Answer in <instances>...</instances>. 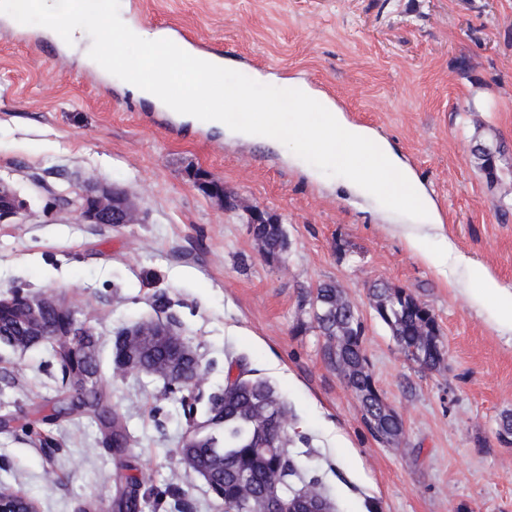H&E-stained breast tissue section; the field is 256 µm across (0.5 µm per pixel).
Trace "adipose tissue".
Wrapping results in <instances>:
<instances>
[{"label":"adipose tissue","instance_id":"ef3b65f1","mask_svg":"<svg viewBox=\"0 0 512 512\" xmlns=\"http://www.w3.org/2000/svg\"><path fill=\"white\" fill-rule=\"evenodd\" d=\"M35 12L45 17L57 42L84 46L90 61L108 70L124 63L119 46L139 44L143 65L132 80L134 88L174 112L186 111L189 95L210 93L212 79L224 66L218 58L206 67L192 63L186 77L187 91L177 95L157 75L169 70L174 62L186 60L185 46L161 43L157 35L131 25L115 0H57L53 9L45 0H36ZM104 32L112 39V49L98 47ZM289 99L295 100L297 106L309 107L313 121L286 124L285 99L274 97L267 102L263 119L240 124L238 135L272 140L287 134L297 137L322 168L340 170L351 193L373 201L385 211L411 214L412 223L393 225V232L403 239L413 256L446 277L450 291L465 294L469 307L485 315L499 337L512 342V287L503 285L486 268L472 265L457 249L436 204L414 171L389 145H374L371 129L351 122L328 99L315 96L305 83H293ZM452 265L467 268L471 288H464L462 282L449 277L448 268Z\"/></svg>","mask_w":512,"mask_h":512}]
</instances>
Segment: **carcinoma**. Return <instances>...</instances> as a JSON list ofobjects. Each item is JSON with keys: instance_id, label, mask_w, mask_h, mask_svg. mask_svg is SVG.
I'll use <instances>...</instances> for the list:
<instances>
[{"instance_id": "1", "label": "carcinoma", "mask_w": 512, "mask_h": 512, "mask_svg": "<svg viewBox=\"0 0 512 512\" xmlns=\"http://www.w3.org/2000/svg\"><path fill=\"white\" fill-rule=\"evenodd\" d=\"M503 152L495 137L477 136L471 155L487 180H502L498 166ZM253 235L261 240L266 257L275 258L287 247L282 226L276 222L249 223ZM373 307L389 328L406 354L412 355L424 369H434L442 363L445 352L440 330L433 311L404 288L376 283L369 289ZM312 305L314 321L327 343L343 348L352 369L346 374L347 385L361 393L364 420H369L377 397L368 387V377L361 376L365 361V328L351 304L341 297L340 287L322 283L316 288ZM272 387L255 380L224 402V416L212 420L208 432L199 438L197 448L180 457L189 470L209 475L212 486L227 501L236 506L253 495L262 494L269 480L279 481L288 488V479L297 474V467L288 455H268L257 448L259 423L254 404L267 399Z\"/></svg>"}]
</instances>
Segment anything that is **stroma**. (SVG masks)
<instances>
[{"label":"stroma","mask_w":512,"mask_h":512,"mask_svg":"<svg viewBox=\"0 0 512 512\" xmlns=\"http://www.w3.org/2000/svg\"><path fill=\"white\" fill-rule=\"evenodd\" d=\"M150 31L168 24L223 55V84L263 99L305 82L353 122L387 140L435 200L468 258L512 286V184H492L471 156L475 133L502 142L512 175V0H138L125 11ZM104 72L59 45L40 17L0 18V179L28 207L0 223V297L15 287L68 295L93 329L103 398L127 426L117 469L90 415L20 426L58 401L59 366L45 346L0 344V485L39 512H112L129 480L139 512H224L204 479L180 462L192 429L161 378L116 368L118 332L174 323L195 350L205 420L228 377L267 381L288 408V455L319 479L337 512H512V345L464 295L419 262L391 230L396 215L353 196L313 162L292 164L294 139L228 136L188 118L160 123L163 107L128 85L143 52ZM240 205L224 208L196 171ZM94 180L134 194L139 224H81L60 195ZM282 224L288 248L263 256L250 209ZM338 285L365 326L369 372L404 421L396 443L366 425L355 393L325 355L312 297ZM410 291L434 312L443 364L408 358L373 309L368 288ZM56 473L45 485V469Z\"/></svg>","instance_id":"stroma-1"}]
</instances>
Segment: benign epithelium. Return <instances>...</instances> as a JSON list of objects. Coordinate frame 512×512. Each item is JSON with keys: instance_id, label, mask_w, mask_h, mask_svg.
Listing matches in <instances>:
<instances>
[{"instance_id": "benign-epithelium-1", "label": "benign epithelium", "mask_w": 512, "mask_h": 512, "mask_svg": "<svg viewBox=\"0 0 512 512\" xmlns=\"http://www.w3.org/2000/svg\"><path fill=\"white\" fill-rule=\"evenodd\" d=\"M64 207L74 209L81 224H140L141 212L131 195L120 188L87 182L72 198H67ZM26 208V201L9 183L0 180V223L18 216ZM8 314L27 335L34 340L18 341L1 338L4 344L15 348H27L40 341L56 345L58 359L74 344L76 337L85 335L86 326L81 323L78 310L65 294L46 292L27 294L16 298L15 294L0 297V313ZM167 344L170 355L162 368L150 366L143 361L145 353L156 343ZM119 343L123 349L114 359L115 365L123 370L145 371L163 377L185 387L197 386L202 375L197 354L173 328L171 324L142 321L123 330ZM380 426L388 433L381 439L388 443L397 442L403 433L401 417L386 401H381ZM263 426V447L281 449L285 447L282 429L285 418L271 416L263 412L259 416ZM20 493L10 496L0 494V512H38L34 506L21 510L18 500ZM250 512H334L332 502L303 492L286 494L279 483L271 482L265 497L253 504Z\"/></svg>"}]
</instances>
